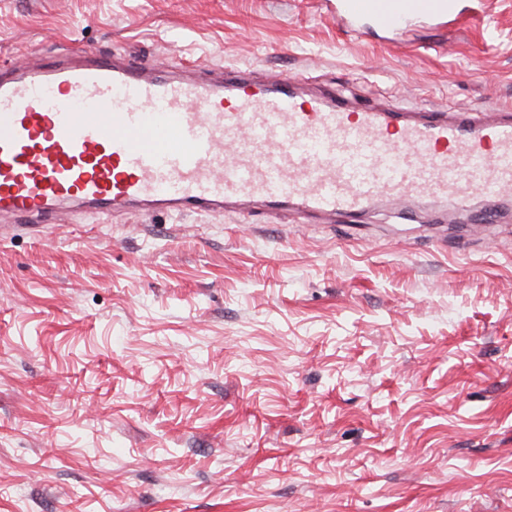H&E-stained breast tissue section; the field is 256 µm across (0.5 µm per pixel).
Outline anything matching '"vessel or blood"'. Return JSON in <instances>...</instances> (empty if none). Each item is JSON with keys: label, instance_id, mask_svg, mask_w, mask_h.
I'll return each mask as SVG.
<instances>
[{"label": "vessel or blood", "instance_id": "obj_1", "mask_svg": "<svg viewBox=\"0 0 512 512\" xmlns=\"http://www.w3.org/2000/svg\"><path fill=\"white\" fill-rule=\"evenodd\" d=\"M458 13L459 0H337L341 20L389 34ZM463 187L512 197V118L356 111L284 80L220 68L188 80L110 57L0 73V222L50 224L67 205L182 213L258 200L352 219L383 193Z\"/></svg>", "mask_w": 512, "mask_h": 512}]
</instances>
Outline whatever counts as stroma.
Returning <instances> with one entry per match:
<instances>
[{
    "mask_svg": "<svg viewBox=\"0 0 512 512\" xmlns=\"http://www.w3.org/2000/svg\"><path fill=\"white\" fill-rule=\"evenodd\" d=\"M0 0V70L204 62L375 107L512 108V0ZM70 209L0 239V512H512V200ZM337 16L348 23L369 21L379 31L393 34L421 20L455 18L458 0H337Z\"/></svg>",
    "mask_w": 512,
    "mask_h": 512,
    "instance_id": "35a3bbf8",
    "label": "stroma"
}]
</instances>
